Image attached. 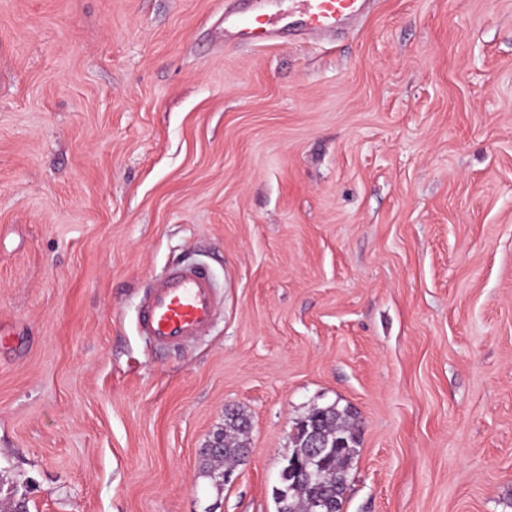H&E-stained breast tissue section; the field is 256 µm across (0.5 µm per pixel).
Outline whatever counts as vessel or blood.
I'll return each mask as SVG.
<instances>
[{
	"instance_id": "obj_1",
	"label": "vessel or blood",
	"mask_w": 512,
	"mask_h": 512,
	"mask_svg": "<svg viewBox=\"0 0 512 512\" xmlns=\"http://www.w3.org/2000/svg\"><path fill=\"white\" fill-rule=\"evenodd\" d=\"M365 0H289L288 13L303 32L327 33L360 14ZM282 15L256 8L224 15L225 36L258 47L278 40L285 30ZM220 307L207 273L192 264H179L152 278L145 291L139 327L161 347L176 348L203 335Z\"/></svg>"
}]
</instances>
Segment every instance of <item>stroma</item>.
<instances>
[{
    "label": "stroma",
    "mask_w": 512,
    "mask_h": 512,
    "mask_svg": "<svg viewBox=\"0 0 512 512\" xmlns=\"http://www.w3.org/2000/svg\"><path fill=\"white\" fill-rule=\"evenodd\" d=\"M238 0H0V491L276 512L294 425L360 422L345 512H512V0H371L251 47ZM210 268L163 352L145 282ZM235 408L250 457L200 450ZM220 303L202 268L173 266L149 281L139 316L140 331L158 346L179 347L207 331Z\"/></svg>",
    "instance_id": "1"
}]
</instances>
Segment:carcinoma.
<instances>
[{"instance_id": "carcinoma-1", "label": "carcinoma", "mask_w": 512, "mask_h": 512, "mask_svg": "<svg viewBox=\"0 0 512 512\" xmlns=\"http://www.w3.org/2000/svg\"><path fill=\"white\" fill-rule=\"evenodd\" d=\"M316 426L322 437L333 445L337 441L345 442V446L336 449L330 463L315 470L312 482L293 488L288 494L286 512H308L311 500L327 491L334 494V503L342 508L346 502L349 469L357 455L359 422L348 407L341 408L336 404L316 407L309 411L297 423V433L292 439L290 456L301 460L310 458L308 449L304 448L302 426ZM249 420L243 412L235 411L234 418L224 423V447L203 448L201 457L211 477H216L214 463L231 464L242 459L248 448L247 428Z\"/></svg>"}]
</instances>
